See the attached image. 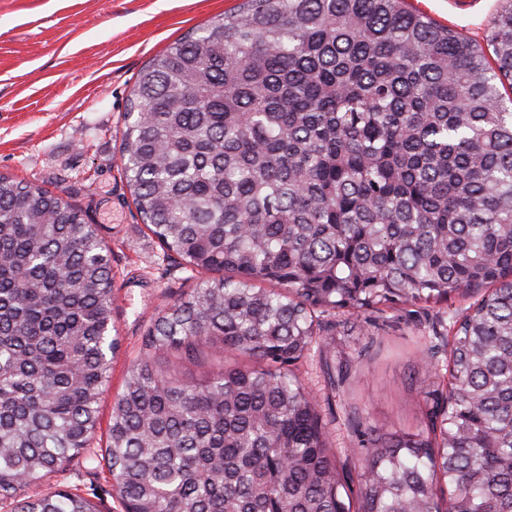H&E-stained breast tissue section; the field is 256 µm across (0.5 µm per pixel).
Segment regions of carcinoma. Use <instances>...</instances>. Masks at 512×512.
<instances>
[{
	"label": "carcinoma",
	"instance_id": "obj_1",
	"mask_svg": "<svg viewBox=\"0 0 512 512\" xmlns=\"http://www.w3.org/2000/svg\"><path fill=\"white\" fill-rule=\"evenodd\" d=\"M512 0L482 42L406 0H240L128 98L121 163L197 274L143 336L105 460L127 512H512ZM111 249L61 195L0 173V504L99 512L47 484L89 453L119 340ZM477 299L414 430L294 367L321 316ZM235 359L183 380L169 359Z\"/></svg>",
	"mask_w": 512,
	"mask_h": 512
}]
</instances>
